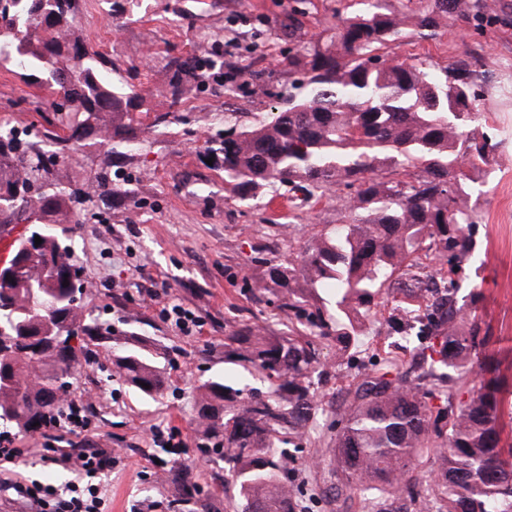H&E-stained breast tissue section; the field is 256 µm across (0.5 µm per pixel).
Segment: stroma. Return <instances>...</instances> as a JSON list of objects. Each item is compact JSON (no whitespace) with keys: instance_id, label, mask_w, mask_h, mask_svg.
I'll return each mask as SVG.
<instances>
[{"instance_id":"obj_1","label":"stroma","mask_w":512,"mask_h":512,"mask_svg":"<svg viewBox=\"0 0 512 512\" xmlns=\"http://www.w3.org/2000/svg\"><path fill=\"white\" fill-rule=\"evenodd\" d=\"M499 4L482 32L410 38L399 52L442 65L473 56L483 62L475 78L487 103L483 130L498 147L493 179L473 187L480 219L468 228L474 249L456 280L465 312L489 331L486 354L506 367L512 365V0ZM350 6L351 0H137L132 13L116 20L110 0H78L75 26L112 78L148 93L151 113L176 116L147 134L130 156L90 145L54 169L72 187L103 184L70 225L76 262L93 283L83 295L85 311L166 353L170 385L160 398H143L112 377V349L91 346L73 385L76 397L85 400L90 430L66 433L52 427L16 437L15 447L27 454L0 465V473L62 488L78 474L55 464V457L99 446L119 459L95 477L107 490L106 512H134L142 500L161 501L167 512H235L237 498L224 490L223 469L205 462L198 449L197 388L217 375L263 388L260 378H247L242 367L225 359V339L244 322L268 336L287 335V312L270 293L256 302L254 285L265 278L269 259H287L291 243H304L338 223L339 201L349 190L338 186L304 209L295 208L287 192L274 197L265 191L240 202L225 190L223 172L207 164L206 141L223 130L225 113L238 112L247 120L269 111L272 91L287 86L284 60L294 43L283 22L295 18L303 34L315 36ZM204 54L222 58L223 69L185 72L192 94L171 106L164 90L177 62ZM34 92L26 80L0 68V121L30 128L33 145L43 150L55 129L36 112ZM149 287L200 315L202 334L182 335L144 308ZM397 315L394 302L382 304L378 321L350 339L344 359L336 357L335 339L320 341L323 367L313 382L326 403H342L353 376L371 366L374 354L392 349L411 358L410 345L390 328ZM156 427L178 432L187 445L181 459L153 442ZM335 432L332 417L320 418L304 443V456L324 464L295 474L304 483L303 512H360L356 500L332 493L336 476L329 441ZM150 454L163 468L150 470ZM184 468L197 486L187 506L175 504L177 488L168 479L169 472Z\"/></svg>"}]
</instances>
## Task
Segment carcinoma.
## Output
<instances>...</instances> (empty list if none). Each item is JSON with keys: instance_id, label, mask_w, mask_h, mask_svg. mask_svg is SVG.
<instances>
[{"instance_id": "cac0c4a2", "label": "carcinoma", "mask_w": 512, "mask_h": 512, "mask_svg": "<svg viewBox=\"0 0 512 512\" xmlns=\"http://www.w3.org/2000/svg\"><path fill=\"white\" fill-rule=\"evenodd\" d=\"M358 8L338 17L332 35L296 36L288 55V87L262 93L279 100L270 113L244 122L224 113V134L207 150L224 171V185L240 200L279 187L301 201L354 189L340 205L341 222L328 226L284 265L269 261L259 289L279 288L288 311V335L272 339L246 323L230 337L228 357L267 389L255 393L215 376L200 387L197 417L207 444L200 450L224 464V482L242 502L241 512H296L301 488L289 474L318 416L336 415V495L358 499L365 512H512V435H504L512 391L499 366L482 355L468 320L456 308L455 264L473 242L465 229L477 223L471 184L490 175L497 144L479 131L481 94L473 75L481 59L425 67L396 49L408 34L432 37L449 24L493 18L496 0H354ZM66 0H10L0 11V63L43 90L52 124L62 135L49 149L15 129L0 130V224H33L42 243L14 285H0V337L64 333L55 351L37 361L0 356V426L17 435L53 426L62 408L56 392L73 385L81 336L116 341L112 327L85 313L80 286L65 274L79 271L67 229L58 215L77 202L60 177V154L80 151L92 131L112 153L143 144V133L169 113L143 122L144 96L102 73L64 14ZM177 65L167 95L175 106L192 92ZM425 250L438 260L441 288L418 274L400 276ZM305 288H331L335 313L308 310ZM391 298L398 329L414 334L419 372L391 351L354 379L349 399L325 408L312 389L322 367L317 340H347L377 318L375 298ZM160 352L113 354L112 374L141 395L163 394ZM149 388H144V385ZM468 397L461 398L462 391ZM440 404H434V401ZM177 504L196 485L186 472L173 475Z\"/></svg>"}]
</instances>
